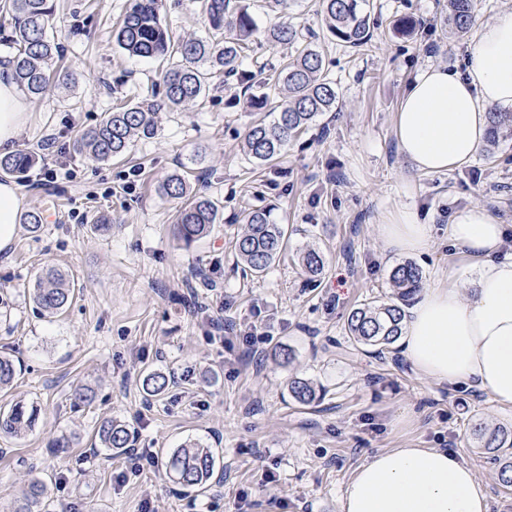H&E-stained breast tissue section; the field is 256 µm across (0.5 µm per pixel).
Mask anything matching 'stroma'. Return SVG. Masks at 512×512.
Returning <instances> with one entry per match:
<instances>
[{"label": "stroma", "mask_w": 512, "mask_h": 512, "mask_svg": "<svg viewBox=\"0 0 512 512\" xmlns=\"http://www.w3.org/2000/svg\"><path fill=\"white\" fill-rule=\"evenodd\" d=\"M131 4L55 0L49 28L68 79L32 100L14 143L36 154L15 185L25 212L43 222L35 230L18 224L0 253V354L21 367L0 406L32 404L40 416L31 431L0 439V512H11L32 478L47 484L49 512H336L356 466L379 448L460 451L488 489L490 512H512V490L471 435L481 422L512 427V411L477 389L418 377L399 346L366 353L345 331L353 308L390 295V273L405 261L378 234L404 185L433 226L429 249L412 258L424 285L463 262L448 246L456 212L477 204L512 225V138L482 145L448 173L427 174L393 134L415 75L431 65L463 68L474 43L445 26L447 0H370L378 27L358 50L328 41L319 0H299L287 20L324 53L336 109L270 167L243 153L257 114L218 79L196 101L160 112L156 136L135 141L129 161L101 162L77 149L78 135L113 104H136L179 62L134 57L115 44L112 30ZM160 16L173 36L208 32L199 0H161ZM401 16L416 20L413 34L393 30ZM277 20L259 12L248 69L291 54L264 40ZM175 173L218 208L210 233L188 245L177 235L180 203L162 192ZM259 208L289 232L284 252L257 277L236 266L231 242L244 229L242 214ZM309 247L326 259L313 288L295 262ZM47 265L76 285L57 316L36 315L28 296ZM283 349L290 363L279 358ZM153 373L169 380L158 395L145 385ZM295 376L325 388L324 400L295 402ZM78 385L95 388L91 405L74 403ZM107 419L126 424L154 462L101 448L96 431ZM189 441L215 452L214 476L200 492L165 472L168 455Z\"/></svg>", "instance_id": "1"}]
</instances>
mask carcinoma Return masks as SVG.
Returning a JSON list of instances; mask_svg holds the SVG:
<instances>
[{
  "label": "carcinoma",
  "mask_w": 512,
  "mask_h": 512,
  "mask_svg": "<svg viewBox=\"0 0 512 512\" xmlns=\"http://www.w3.org/2000/svg\"><path fill=\"white\" fill-rule=\"evenodd\" d=\"M52 8L50 0H0V14L8 17L12 28L13 78L31 97L40 96L51 81L66 79L56 66L58 46L47 32ZM202 8L212 37L175 41L161 22L158 0H134L113 34L115 43L128 54L141 58L173 54L180 58V64L165 72L162 99L131 106L124 103L113 109L99 125L79 135L80 151L102 161L124 156L133 140L155 136L160 109L177 108L198 99L211 79L220 74L233 79L254 105L272 106L271 119L254 121L242 143L248 159L259 165L281 158L291 141L320 114L333 111L336 81L329 77L321 51L293 25L280 21L264 30L269 43L292 45L295 54L261 81L264 92L257 95L253 92L256 74L242 67L245 51L259 31L250 0H202ZM320 8L327 32L336 44L354 49L372 40L376 24L369 0H320ZM445 21L455 34L466 35L475 21L474 0H448ZM489 122L491 143H497L503 133L512 136V112H491ZM34 162L33 152L27 150L0 155V172L22 178ZM162 190L172 199L184 200L176 224L179 239L185 244L206 236L217 223L214 204L205 196L189 194L184 177L169 176ZM243 223L244 232L232 241L236 265L245 272L262 274L282 253L287 229L283 224L273 223L266 210L248 212ZM298 264L311 282L317 281L325 269L324 256L314 248L302 251ZM390 280L393 293L388 299L360 304L351 310L345 324L349 338L358 345L374 348L376 354L383 353L401 336L405 308L420 290L423 272L416 264L407 262L392 270ZM31 299L36 313H59L73 301L74 288L60 271L49 267L37 277ZM16 373L15 361L0 356V390L12 385ZM288 388L293 399L304 406L322 398L314 383L304 378H292ZM36 419V408L16 403L8 411H0V434L17 436ZM474 435L491 460L501 463L502 484L512 487V478L505 477L512 472V461H501V456L512 449V430L477 426ZM97 437L101 447L109 450L129 448L134 441L126 425L112 420L101 423ZM214 469L211 449L196 442H187L174 450L166 462L170 477L187 488L206 484ZM47 507V487L41 480L33 479L23 489L21 504L14 512H47Z\"/></svg>",
  "instance_id": "cac0c4a2"
}]
</instances>
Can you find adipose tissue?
Wrapping results in <instances>:
<instances>
[{
    "label": "adipose tissue",
    "mask_w": 512,
    "mask_h": 512,
    "mask_svg": "<svg viewBox=\"0 0 512 512\" xmlns=\"http://www.w3.org/2000/svg\"><path fill=\"white\" fill-rule=\"evenodd\" d=\"M512 107V10L483 24L465 71L432 65L409 84L394 115L401 153L424 173L470 162L487 128V105ZM30 101L0 67V149L13 147ZM380 234L387 248L420 254L431 227L398 203ZM507 235L482 206L460 211L448 243L474 268L448 271L423 289L404 320L400 345L413 371L438 384H469L512 410V256L500 258ZM338 512H490L488 491L460 453L444 448H384L354 470Z\"/></svg>",
    "instance_id": "adipose-tissue-1"
}]
</instances>
